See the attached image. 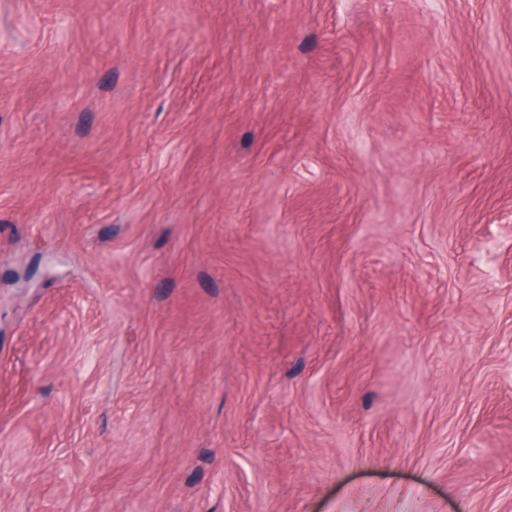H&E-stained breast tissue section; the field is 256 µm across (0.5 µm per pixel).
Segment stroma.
<instances>
[{
	"label": "stroma",
	"mask_w": 512,
	"mask_h": 512,
	"mask_svg": "<svg viewBox=\"0 0 512 512\" xmlns=\"http://www.w3.org/2000/svg\"><path fill=\"white\" fill-rule=\"evenodd\" d=\"M512 0H0V512H512Z\"/></svg>",
	"instance_id": "stroma-1"
}]
</instances>
